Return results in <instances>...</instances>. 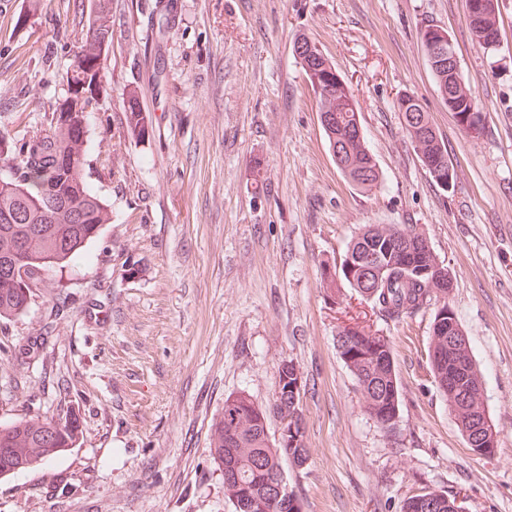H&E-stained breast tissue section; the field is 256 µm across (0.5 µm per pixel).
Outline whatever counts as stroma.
I'll list each match as a JSON object with an SVG mask.
<instances>
[{
	"mask_svg": "<svg viewBox=\"0 0 512 512\" xmlns=\"http://www.w3.org/2000/svg\"><path fill=\"white\" fill-rule=\"evenodd\" d=\"M90 0H0V132L48 127L49 103L87 29ZM452 39L484 116L467 134L439 96L421 29ZM484 50L466 0H112L105 91L87 118L83 177L110 220L28 308L0 321V424L80 417L82 440L0 479V512H235L210 456V426L243 391L268 405L281 359L302 393L306 467L289 471L302 512H402L420 489L468 512H512V0ZM306 34L358 102L381 171L365 192L338 169L293 55ZM137 88L153 134L122 103ZM413 95L457 171L442 189L396 100ZM366 224L423 233L453 281L448 301L483 380L494 455L469 448L426 360L432 313L399 322L321 279ZM139 267L129 277V267ZM391 343L399 419L366 412L336 349L349 318ZM123 102L128 133L138 141L149 140L153 130L140 105L138 91L135 88L126 91Z\"/></svg>",
	"mask_w": 512,
	"mask_h": 512,
	"instance_id": "1",
	"label": "stroma"
}]
</instances>
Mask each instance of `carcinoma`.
Here are the masks:
<instances>
[{
	"mask_svg": "<svg viewBox=\"0 0 512 512\" xmlns=\"http://www.w3.org/2000/svg\"><path fill=\"white\" fill-rule=\"evenodd\" d=\"M88 27L96 35H85L75 54L70 77L76 80L75 68L82 69V93L74 95V108L87 113L97 103L102 88V39L112 38L111 0H94ZM481 24L470 25L477 41H482L483 27L497 25L499 0H484ZM315 95L318 111L335 117L324 129L328 143L339 145L343 154L342 172L355 185L372 190L380 184V172L369 152L364 137L354 131L356 100L349 87L336 88V71L325 64L311 72L303 71ZM472 91L462 82L456 88L454 107L463 113L469 110ZM127 131L138 141L150 139L152 126L140 105L136 89L126 91L124 98ZM406 135L417 149L420 159L441 157L451 177H457L454 166L440 138L419 134L414 125H405ZM87 138L77 129L49 126L28 139L5 140L0 148V163L15 165L12 180L0 187V215L8 212L13 223L0 219V321H9L22 314L28 305L27 295L33 294L26 283L15 278L12 265L18 253H23L28 264L36 269L63 268L73 255L83 251L100 234L109 221L104 202L86 185L83 165ZM70 159L74 176H65L61 162ZM345 253L376 256L378 269L384 270L380 281H367V274L357 268L353 280L346 281L362 301L386 320L399 322L422 310H432L433 319L427 357L431 373L439 391L453 408V393L448 391V377L463 374V387L471 392L470 401L476 409L486 412L480 374L470 349L460 345L448 347V321L458 322L457 316H448V297L428 278L416 273L421 266H439L441 260L434 253L426 236L411 226H364L347 244ZM336 336L346 345L338 348L340 357L356 378L370 414L399 412V387L394 368L390 341L377 335L371 327L358 325V332L350 335L342 326ZM287 377L280 391L274 392L267 406L256 403L241 391L227 396L222 412L214 419L210 434V455L218 468L226 465L236 470L237 476L224 480V493L235 503L238 512H285L276 501L274 483L286 476L283 463L299 467L295 455L287 446L270 438L267 432L269 414L279 420L294 416L288 404L286 389L292 385V373H277ZM83 429L79 417L66 415L57 418L24 417L0 426V477L9 472L34 469L45 464L79 441ZM407 512H448V493L424 489L406 499ZM435 505L434 510L427 509Z\"/></svg>",
	"mask_w": 512,
	"mask_h": 512,
	"instance_id": "cac0c4a2",
	"label": "carcinoma"
}]
</instances>
